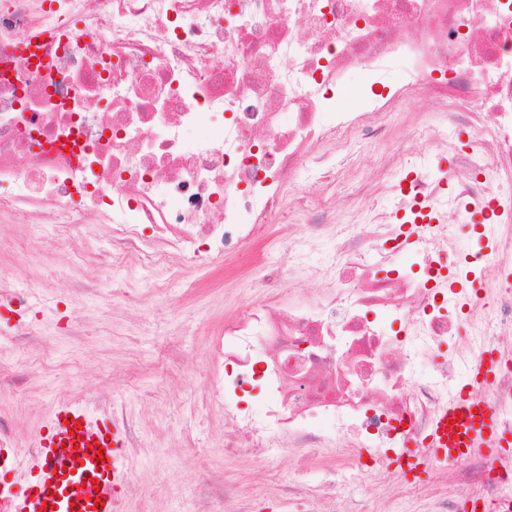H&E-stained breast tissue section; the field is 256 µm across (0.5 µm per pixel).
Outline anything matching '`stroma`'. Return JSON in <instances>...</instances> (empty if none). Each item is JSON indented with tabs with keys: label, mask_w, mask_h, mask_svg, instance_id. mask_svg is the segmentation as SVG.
Here are the masks:
<instances>
[{
	"label": "stroma",
	"mask_w": 512,
	"mask_h": 512,
	"mask_svg": "<svg viewBox=\"0 0 512 512\" xmlns=\"http://www.w3.org/2000/svg\"><path fill=\"white\" fill-rule=\"evenodd\" d=\"M53 233L48 224H0V275L31 296L23 317L0 312V342L9 340L21 319L37 326L47 344L44 364L24 366L22 392L0 391V411L13 418L10 436L23 461L0 479L23 480L37 460L40 430L60 396L76 388L90 407L120 406L140 432L141 448L125 451L123 512H200L204 501L220 495L225 478L252 485L255 465L225 456L224 427L205 395L214 372L210 340L225 317L253 297L248 274L254 249L242 248L225 269L199 271L192 292L174 288L165 299L135 292L126 314L116 316L97 303L99 289L108 284L103 266L92 261L69 268L58 255L21 247ZM51 267L94 285L82 335L67 331L75 300L48 275Z\"/></svg>",
	"instance_id": "stroma-1"
}]
</instances>
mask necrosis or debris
<instances>
[{"label": "necrosis or debris", "instance_id": "1", "mask_svg": "<svg viewBox=\"0 0 512 512\" xmlns=\"http://www.w3.org/2000/svg\"><path fill=\"white\" fill-rule=\"evenodd\" d=\"M408 101L433 132L393 151ZM477 212L489 256L460 245ZM0 224L54 225L75 265L103 226L116 302L255 247L206 398L268 485L225 480L222 512H512V452L452 464L435 437L487 349L473 397L512 436V281L448 285L512 269V0H0ZM410 462L438 483L408 484Z\"/></svg>", "mask_w": 512, "mask_h": 512}]
</instances>
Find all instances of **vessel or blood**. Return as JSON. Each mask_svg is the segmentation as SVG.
<instances>
[{
    "label": "vessel or blood",
    "instance_id": "vessel-or-blood-1",
    "mask_svg": "<svg viewBox=\"0 0 512 512\" xmlns=\"http://www.w3.org/2000/svg\"><path fill=\"white\" fill-rule=\"evenodd\" d=\"M454 422H441L439 436L449 462L459 461L466 450L477 449L493 437L497 425L488 403L472 401L461 393L451 407ZM81 424L78 436H70L69 423ZM40 456L25 484L0 483V512H40L43 504L54 512H120L125 486L123 437L120 428L92 427L88 411L79 405L59 407L39 440ZM97 479V487L83 484L84 476Z\"/></svg>",
    "mask_w": 512,
    "mask_h": 512
}]
</instances>
